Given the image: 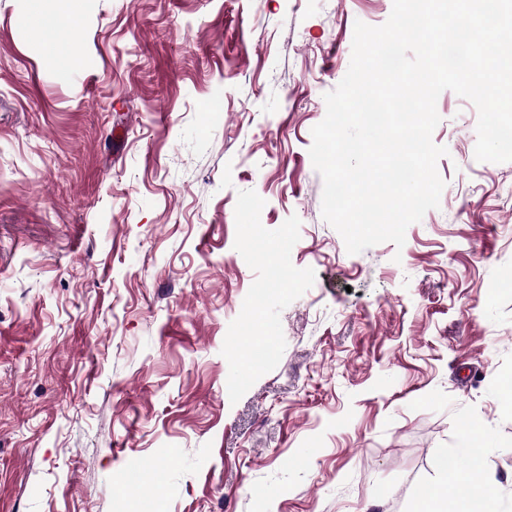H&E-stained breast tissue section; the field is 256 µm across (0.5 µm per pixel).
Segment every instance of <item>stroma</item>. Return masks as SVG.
I'll list each match as a JSON object with an SVG mask.
<instances>
[{
  "instance_id": "stroma-1",
  "label": "stroma",
  "mask_w": 512,
  "mask_h": 512,
  "mask_svg": "<svg viewBox=\"0 0 512 512\" xmlns=\"http://www.w3.org/2000/svg\"><path fill=\"white\" fill-rule=\"evenodd\" d=\"M61 7L0 0V512H414L470 425L512 512V162L446 90L403 248L321 215L393 0H82L53 61L20 18Z\"/></svg>"
}]
</instances>
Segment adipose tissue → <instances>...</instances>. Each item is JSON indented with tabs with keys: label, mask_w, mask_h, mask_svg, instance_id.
<instances>
[{
	"label": "adipose tissue",
	"mask_w": 512,
	"mask_h": 512,
	"mask_svg": "<svg viewBox=\"0 0 512 512\" xmlns=\"http://www.w3.org/2000/svg\"><path fill=\"white\" fill-rule=\"evenodd\" d=\"M67 9L49 16L26 15L21 19L33 39L39 43L46 54H56L65 34L78 23L81 11L79 0H68ZM471 461L463 469L445 470L441 482L432 494L421 499L417 512H447L449 497L455 496L458 486H466L469 497L461 502L460 512H500V498L497 489L484 478V450L487 439L482 431L469 429L463 443Z\"/></svg>",
	"instance_id": "obj_1"
}]
</instances>
